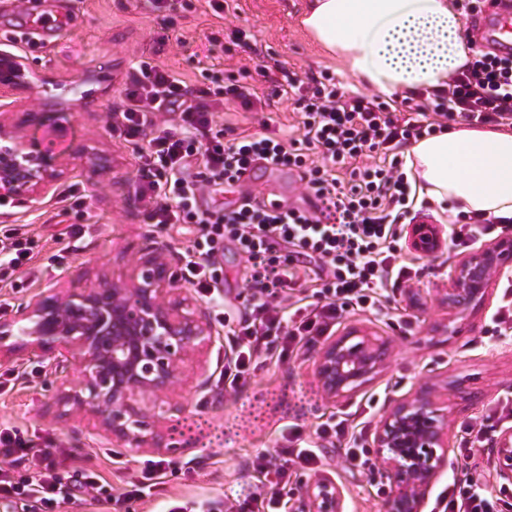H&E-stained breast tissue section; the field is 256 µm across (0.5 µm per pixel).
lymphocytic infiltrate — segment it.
Listing matches in <instances>:
<instances>
[{
    "label": "lymphocytic infiltrate",
    "mask_w": 512,
    "mask_h": 512,
    "mask_svg": "<svg viewBox=\"0 0 512 512\" xmlns=\"http://www.w3.org/2000/svg\"><path fill=\"white\" fill-rule=\"evenodd\" d=\"M290 94L299 115L296 133L276 129L265 112L271 98ZM407 108L346 89L327 72L303 81L271 80L269 91L233 81L193 87L174 72L140 56L109 107L112 130L144 140L137 153L136 197L157 225L191 224L194 237L180 280L212 302L215 320L237 349L225 382L244 386L262 351H294L309 336H329L347 311L380 314L387 289L405 288L412 268L401 253V234L425 203L405 172L406 149L457 121L512 129V57L482 45L443 88L425 91ZM260 113L252 133L225 138L215 120L225 99ZM195 178H186L192 166ZM298 173L306 204L265 203L240 173L248 166ZM238 186L236 206H198L209 192ZM232 241L247 256L252 293L242 308H225L218 254ZM34 241L18 225H0V282L24 285L17 272L29 265ZM512 428V396L497 398L482 418L462 425L459 474L437 496V512H512V490H487L475 453L491 447L496 428ZM342 443L350 467L371 466L361 429L327 419L313 435L283 428L275 451L256 452L250 466L259 484L288 488L298 474L320 470L326 444ZM163 461L134 470L121 493L79 456L40 447L36 434L0 422V501L25 503L31 512H55L63 503L90 501L129 512V505L162 496Z\"/></svg>",
    "instance_id": "obj_1"
}]
</instances>
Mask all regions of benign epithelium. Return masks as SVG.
<instances>
[{
  "instance_id": "benign-epithelium-1",
  "label": "benign epithelium",
  "mask_w": 512,
  "mask_h": 512,
  "mask_svg": "<svg viewBox=\"0 0 512 512\" xmlns=\"http://www.w3.org/2000/svg\"><path fill=\"white\" fill-rule=\"evenodd\" d=\"M25 61L0 67V85L13 84ZM71 166L29 143L12 113H0V200L34 205L55 194ZM410 245L423 255L442 247L436 224H413ZM512 264V239L502 238L462 257L441 302L450 314L480 308L495 276ZM210 323L171 273L156 246L140 255L131 273L68 290L49 288L29 299L11 318L0 319V349L29 346L75 363L81 379L64 386L59 403L94 415L112 439L130 448H174L159 429L166 417L145 404H161L187 377V362L212 343ZM389 342L357 326L328 339L312 360L325 401L336 403L370 383L386 366ZM371 447L382 471L396 485L385 512H425L429 494L448 463V411L427 390L396 401L378 421ZM494 464L512 483V430L496 437ZM343 489L329 473L315 476L289 512H343Z\"/></svg>"
}]
</instances>
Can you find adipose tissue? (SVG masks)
I'll return each mask as SVG.
<instances>
[{
  "label": "adipose tissue",
  "instance_id": "ef3b65f1",
  "mask_svg": "<svg viewBox=\"0 0 512 512\" xmlns=\"http://www.w3.org/2000/svg\"><path fill=\"white\" fill-rule=\"evenodd\" d=\"M300 24L354 79L399 98L439 88L469 59L453 0H309ZM405 162L419 197L512 217V131L458 124Z\"/></svg>",
  "mask_w": 512,
  "mask_h": 512
}]
</instances>
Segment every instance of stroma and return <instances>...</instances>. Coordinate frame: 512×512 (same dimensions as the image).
<instances>
[{
	"mask_svg": "<svg viewBox=\"0 0 512 512\" xmlns=\"http://www.w3.org/2000/svg\"><path fill=\"white\" fill-rule=\"evenodd\" d=\"M192 2L189 10L176 4L157 12L150 0H84L67 16L63 35L45 31L42 41L27 49L28 71L41 75L45 84L34 91H8L0 105L9 104L32 142L69 155L66 183L87 190L92 200L82 219L88 227L85 246L61 263L54 240L61 227L49 221L53 198L35 208L10 201L13 220L26 225L36 243L32 264L39 275L19 292L0 287L6 316L49 288H80L101 276L120 278L134 256L157 245L172 255L173 268L182 266L189 235L179 224H151L135 202L139 145L119 138L107 118L108 105L141 51L157 49L158 64L195 86L231 75L261 87L262 69L276 65L299 79L326 69L347 89L360 90L345 67L301 29L304 0H234L220 17L211 14L205 0ZM240 30L250 32L249 43L237 41ZM95 155L107 159L105 175L90 166ZM251 188L259 198L296 204L304 193L285 169L259 176ZM402 254L418 275L410 291L391 292L392 310L384 316L346 314L338 321V329L357 325L392 341L386 369L342 402L326 403L312 376L311 357L321 344L317 338L284 357L271 351L246 387H225L220 373L232 356V342L219 327L207 352L205 378L188 375L169 395L164 439L176 445V452L132 449L113 441L92 416L61 415L58 390L77 382L80 371L72 365L55 372L51 356L41 352L19 351L0 359V373L9 370L17 377L11 391L0 393V420L75 450L84 466L101 471L113 487H120L139 462L164 460L172 498L210 497L224 503L261 493L247 460L255 451L273 449L276 431L291 423L311 432L326 417L362 406L370 433L395 401L427 388L447 404L451 439L459 441L462 423L484 413L498 396L512 394V340L495 341L487 333L500 291L492 289L478 310L449 314L438 296L460 251L443 249L426 257L407 245ZM223 267L225 302L243 303L251 284L233 243L224 245ZM324 469L344 489V512H382L393 485L379 466L363 472L347 468L330 447Z\"/></svg>",
	"mask_w": 512,
	"mask_h": 512,
	"instance_id": "stroma-1",
	"label": "stroma"
}]
</instances>
